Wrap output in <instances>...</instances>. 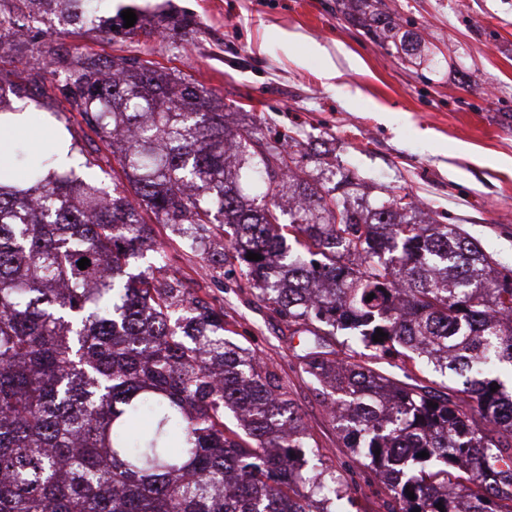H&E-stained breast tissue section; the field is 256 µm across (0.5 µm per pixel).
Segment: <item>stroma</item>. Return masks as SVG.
<instances>
[{"label": "stroma", "mask_w": 512, "mask_h": 512, "mask_svg": "<svg viewBox=\"0 0 512 512\" xmlns=\"http://www.w3.org/2000/svg\"><path fill=\"white\" fill-rule=\"evenodd\" d=\"M447 60L438 71L387 54L336 10V0H122L144 29L137 42L95 29L50 34L71 52L135 53L179 68L224 102L244 103L230 127L260 124L296 138L298 174L350 169L349 198L412 193L419 218L457 224L512 267V0H385ZM192 22L182 37L153 36L165 17ZM176 278L224 311L237 344L272 364L318 448L352 486L357 512H379L385 489L357 469L326 403L299 371L288 330L233 266L185 249L154 227Z\"/></svg>", "instance_id": "35a3bbf8"}]
</instances>
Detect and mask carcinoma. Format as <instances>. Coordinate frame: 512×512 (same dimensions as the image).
Wrapping results in <instances>:
<instances>
[{"label": "carcinoma", "instance_id": "1", "mask_svg": "<svg viewBox=\"0 0 512 512\" xmlns=\"http://www.w3.org/2000/svg\"><path fill=\"white\" fill-rule=\"evenodd\" d=\"M341 4L388 53L420 47L383 0ZM111 7L11 0L0 54L45 27L133 40ZM41 52L49 65L15 73L0 113L25 122L56 91L102 147L51 111L45 145L9 140L0 159V512H352L275 368L225 336L224 311L154 277L149 218L189 225L192 251L224 239L211 261L237 263L298 340L353 463L385 484L383 512H459V498L512 512V269L460 225L418 222L407 192L354 206L305 179L283 208L296 139L230 131L231 106L181 70ZM112 157L130 189L107 183ZM434 373L448 392L429 389Z\"/></svg>", "mask_w": 512, "mask_h": 512}]
</instances>
